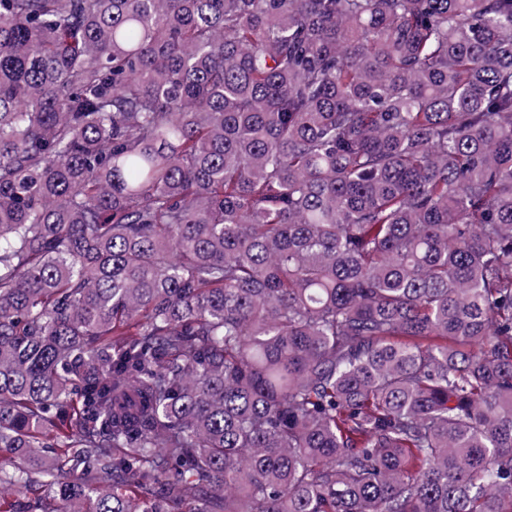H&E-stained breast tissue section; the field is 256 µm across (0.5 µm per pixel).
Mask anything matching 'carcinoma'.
I'll use <instances>...</instances> for the list:
<instances>
[{
  "label": "carcinoma",
  "mask_w": 512,
  "mask_h": 512,
  "mask_svg": "<svg viewBox=\"0 0 512 512\" xmlns=\"http://www.w3.org/2000/svg\"><path fill=\"white\" fill-rule=\"evenodd\" d=\"M0 512H512V0H0Z\"/></svg>",
  "instance_id": "cac0c4a2"
}]
</instances>
